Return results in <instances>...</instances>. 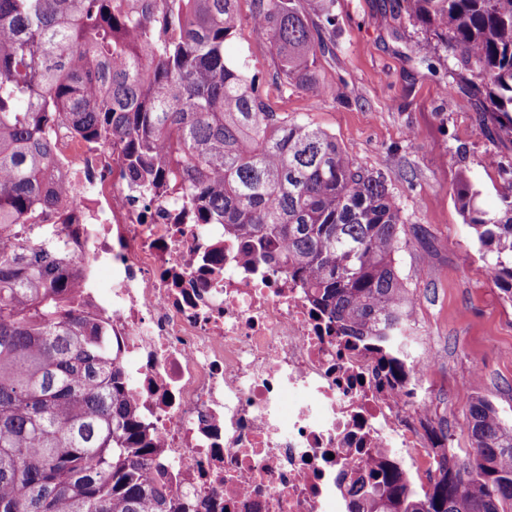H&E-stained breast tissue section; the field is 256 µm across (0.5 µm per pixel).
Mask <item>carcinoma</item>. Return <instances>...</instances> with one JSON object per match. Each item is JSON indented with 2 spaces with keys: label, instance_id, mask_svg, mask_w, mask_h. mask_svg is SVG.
Wrapping results in <instances>:
<instances>
[{
  "label": "carcinoma",
  "instance_id": "obj_1",
  "mask_svg": "<svg viewBox=\"0 0 512 512\" xmlns=\"http://www.w3.org/2000/svg\"><path fill=\"white\" fill-rule=\"evenodd\" d=\"M239 0H0V512H182L133 413L106 328L68 297L73 263L52 186L57 114L121 147L123 171L179 182L201 224H222L265 262L304 277L341 335L376 346L393 382L412 376L414 293L387 178L330 131L265 102L259 74L224 55ZM254 27L284 77L332 98L312 67L329 50L301 0H254ZM409 17L479 81L512 135V0H406ZM457 206L494 285L512 297V180L493 211L457 172ZM470 447L442 455L430 488L377 450L346 480L349 512H512V427L466 396Z\"/></svg>",
  "mask_w": 512,
  "mask_h": 512
}]
</instances>
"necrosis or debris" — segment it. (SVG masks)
Instances as JSON below:
<instances>
[{
	"instance_id": "1",
	"label": "necrosis or debris",
	"mask_w": 512,
	"mask_h": 512,
	"mask_svg": "<svg viewBox=\"0 0 512 512\" xmlns=\"http://www.w3.org/2000/svg\"><path fill=\"white\" fill-rule=\"evenodd\" d=\"M51 139L84 269L72 297L107 327L186 512H348L342 474L379 448L412 474L435 469L411 391L339 335L301 280L195 223L184 187L143 192L69 122Z\"/></svg>"
}]
</instances>
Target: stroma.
<instances>
[{"instance_id":"1","label":"stroma","mask_w":512,"mask_h":512,"mask_svg":"<svg viewBox=\"0 0 512 512\" xmlns=\"http://www.w3.org/2000/svg\"><path fill=\"white\" fill-rule=\"evenodd\" d=\"M252 10V0H240V25L225 44L227 58L259 73L264 99L276 112L328 129L349 155L383 173L405 223L429 230L423 241L407 235L399 254L422 326L410 339V353L436 359L416 416L433 425L447 414L448 447H467L466 390L491 401L512 425V298L493 285L454 198L456 173L466 167L483 208L497 207L501 170L512 166V136L499 131L484 93L453 80L444 47H437L431 63L421 62L417 49L426 34L409 21L403 0H336L335 46L313 72L339 96L316 105L283 79ZM491 154L501 170L486 168Z\"/></svg>"}]
</instances>
